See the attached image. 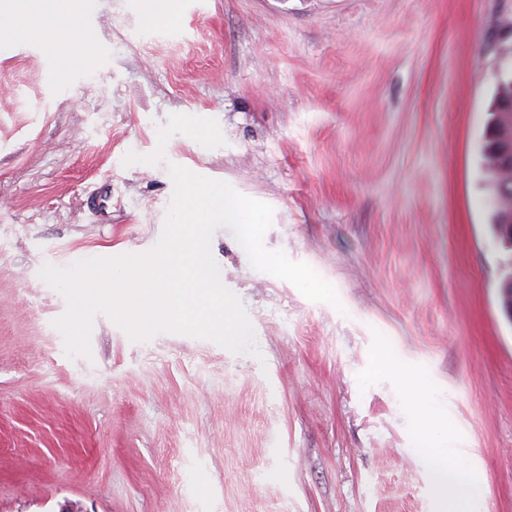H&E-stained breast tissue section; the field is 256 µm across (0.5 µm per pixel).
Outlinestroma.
<instances>
[{"label": "stroma", "mask_w": 512, "mask_h": 512, "mask_svg": "<svg viewBox=\"0 0 512 512\" xmlns=\"http://www.w3.org/2000/svg\"><path fill=\"white\" fill-rule=\"evenodd\" d=\"M141 4L86 0L87 65L0 45V512H440L383 343L486 476L459 512H512V264L482 166L512 0H179L168 39ZM173 164L269 204L265 247L341 309L221 228L259 356L101 314L67 357L40 268L151 249Z\"/></svg>", "instance_id": "35a3bbf8"}]
</instances>
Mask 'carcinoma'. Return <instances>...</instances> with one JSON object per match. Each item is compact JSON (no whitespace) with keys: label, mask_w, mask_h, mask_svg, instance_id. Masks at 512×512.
<instances>
[{"label":"carcinoma","mask_w":512,"mask_h":512,"mask_svg":"<svg viewBox=\"0 0 512 512\" xmlns=\"http://www.w3.org/2000/svg\"><path fill=\"white\" fill-rule=\"evenodd\" d=\"M512 142V76L501 78L500 95L491 126L490 140L483 159L493 190L492 228L512 221V176L500 172L496 165L498 150Z\"/></svg>","instance_id":"obj_1"}]
</instances>
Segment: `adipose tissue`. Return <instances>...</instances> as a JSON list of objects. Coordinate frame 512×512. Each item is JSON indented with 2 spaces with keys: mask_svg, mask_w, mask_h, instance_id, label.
I'll return each mask as SVG.
<instances>
[{
  "mask_svg": "<svg viewBox=\"0 0 512 512\" xmlns=\"http://www.w3.org/2000/svg\"><path fill=\"white\" fill-rule=\"evenodd\" d=\"M79 12L77 0H0V42L31 32L30 22L35 19L55 40L72 46ZM376 361L381 371L395 378L406 404L435 442L436 450L426 455L425 464L437 497L452 505L479 489L486 480L484 473L465 460L452 458L458 434L448 425L447 408L437 405L423 378L409 371L387 346L377 348Z\"/></svg>",
  "mask_w": 512,
  "mask_h": 512,
  "instance_id": "ef3b65f1",
  "label": "adipose tissue"
}]
</instances>
